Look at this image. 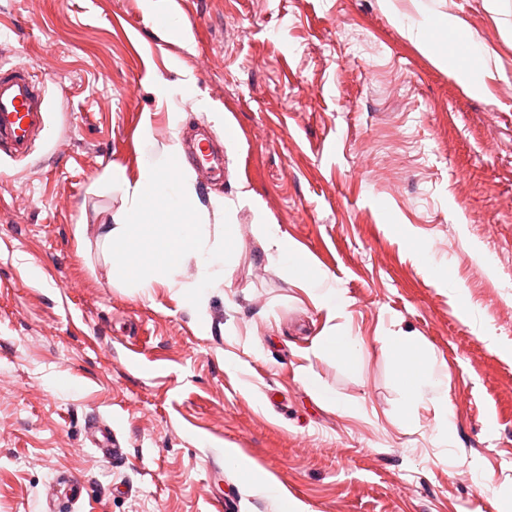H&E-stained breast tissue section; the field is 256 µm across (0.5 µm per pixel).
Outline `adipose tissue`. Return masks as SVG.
<instances>
[{
  "mask_svg": "<svg viewBox=\"0 0 512 512\" xmlns=\"http://www.w3.org/2000/svg\"><path fill=\"white\" fill-rule=\"evenodd\" d=\"M406 25L414 31L418 48L431 55L437 66L461 78L467 91L484 93L483 55L466 37L458 17L447 14L435 22L410 18ZM101 180L108 186L120 185L126 192L128 208L104 232L103 239L112 275L129 292L146 294L155 284L163 283L179 289L188 305L199 309L209 289L227 284L235 250L228 235L233 205L213 199V216L204 217L196 184L181 162L179 141H171L161 158L141 165L136 179H128L124 169L112 167ZM256 231L267 260L292 276L318 309L331 318L345 309V300L328 288L327 272L310 266L281 235L278 225L261 216ZM190 262L196 267V276L181 281V270ZM383 344L400 393L396 423L412 426L418 407L432 404L434 441L446 446L454 430V406L434 370L429 348L419 337L402 332L384 337Z\"/></svg>",
  "mask_w": 512,
  "mask_h": 512,
  "instance_id": "1",
  "label": "adipose tissue"
}]
</instances>
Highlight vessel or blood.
I'll list each match as a JSON object with an SVG mask.
<instances>
[{"instance_id": "obj_1", "label": "vessel or blood", "mask_w": 512, "mask_h": 512, "mask_svg": "<svg viewBox=\"0 0 512 512\" xmlns=\"http://www.w3.org/2000/svg\"><path fill=\"white\" fill-rule=\"evenodd\" d=\"M47 126V107L41 83L29 71L0 60V153L15 158L29 155ZM88 430L103 454L117 450L109 426L92 422Z\"/></svg>"}]
</instances>
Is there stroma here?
I'll use <instances>...</instances> for the list:
<instances>
[{"instance_id": "35a3bbf8", "label": "stroma", "mask_w": 512, "mask_h": 512, "mask_svg": "<svg viewBox=\"0 0 512 512\" xmlns=\"http://www.w3.org/2000/svg\"><path fill=\"white\" fill-rule=\"evenodd\" d=\"M421 4L484 49L483 94L381 0H171L183 36L143 0H0V59L38 77L48 109L31 158L0 154V512H286L226 467L230 448L305 512L512 501V0ZM189 123L224 151L221 173L195 171L201 205L236 207L231 284L201 314L179 289L113 282L99 238L125 201L97 178L135 176ZM245 192L328 272L342 314L267 263ZM332 324L362 339L355 365L314 354ZM398 330L446 377L458 446L434 445L433 408L395 423L380 338ZM93 418L120 460L90 443Z\"/></svg>"}]
</instances>
